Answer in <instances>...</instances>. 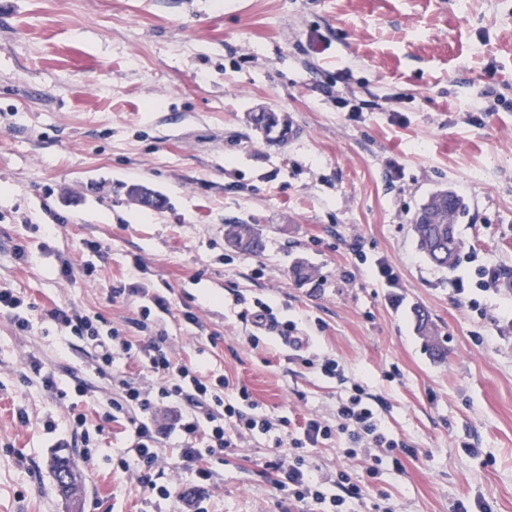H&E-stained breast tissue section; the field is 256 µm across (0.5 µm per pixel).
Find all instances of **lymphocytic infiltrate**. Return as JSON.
<instances>
[{"mask_svg": "<svg viewBox=\"0 0 512 512\" xmlns=\"http://www.w3.org/2000/svg\"><path fill=\"white\" fill-rule=\"evenodd\" d=\"M47 315L72 335L87 339L100 369L110 370L112 376L118 377L121 391L110 401L111 419L127 421L134 437L133 454L120 457L118 466L161 498L176 496L177 489L152 479L153 471L161 464L156 452L160 430L153 419L157 408L168 406L178 410L176 428L182 439L179 458L183 468L194 473L201 484L208 483L212 477L206 466L208 460L223 455L254 434L270 433L276 426L272 417L257 415L258 404L246 387L237 389L233 401H225L224 392L230 386L228 379L203 376L201 370L176 360L164 333L145 337L141 344L135 345L114 327L107 334H100L92 319L76 309L58 306L48 310ZM132 360L151 374V382L135 386L124 380L123 374ZM336 420V426L332 427L314 417L303 419L290 440L289 452L268 463L278 476V488L306 505L310 512H336L345 497L327 493L328 477L305 466L300 449L320 447L336 431L366 448L387 445L362 394H355L340 404Z\"/></svg>", "mask_w": 512, "mask_h": 512, "instance_id": "obj_1", "label": "lymphocytic infiltrate"}]
</instances>
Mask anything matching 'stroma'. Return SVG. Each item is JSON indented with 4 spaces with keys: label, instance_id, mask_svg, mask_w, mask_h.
<instances>
[{
    "label": "stroma",
    "instance_id": "stroma-1",
    "mask_svg": "<svg viewBox=\"0 0 512 512\" xmlns=\"http://www.w3.org/2000/svg\"><path fill=\"white\" fill-rule=\"evenodd\" d=\"M260 112L287 116L285 143L256 129ZM132 184L168 206L135 204ZM0 187V286L30 320L0 313V512H184L198 495L186 470L160 472L179 489L163 500L118 469L130 435L103 420L110 382L44 315L72 305L136 337L155 295L168 310L149 331L246 386L260 413L332 422L364 387L395 448L350 456L339 436L302 451L361 487L344 512H512V0H0ZM440 188L468 204L450 272L411 231ZM236 221L262 234L260 254L226 245ZM301 262L311 279L293 276ZM482 266L501 269L496 288L456 294ZM260 302L302 319L308 347L252 346ZM419 310L436 338L417 333ZM325 355L336 376L304 363ZM31 356L65 398L27 376ZM73 410L102 432L48 430ZM274 438L213 463L207 512H300L266 467ZM62 447L73 503L50 468ZM0 288V311L2 312L3 309L7 312L11 322L18 330H26L29 323L28 318L19 311L24 305V300L15 294L13 289L2 288V286Z\"/></svg>",
    "mask_w": 512,
    "mask_h": 512
}]
</instances>
